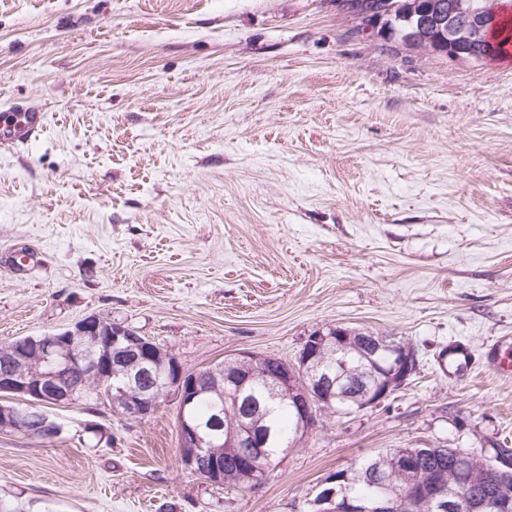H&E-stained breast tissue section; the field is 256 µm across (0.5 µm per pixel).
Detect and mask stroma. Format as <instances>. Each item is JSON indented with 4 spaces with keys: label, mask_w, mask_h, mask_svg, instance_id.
Returning a JSON list of instances; mask_svg holds the SVG:
<instances>
[{
    "label": "stroma",
    "mask_w": 512,
    "mask_h": 512,
    "mask_svg": "<svg viewBox=\"0 0 512 512\" xmlns=\"http://www.w3.org/2000/svg\"><path fill=\"white\" fill-rule=\"evenodd\" d=\"M357 25L341 0H0V110L46 115L0 149V344L95 315L188 372L292 362L330 326L417 357L246 489L182 468L174 397L141 422L51 407L55 442L0 430V499L310 512L331 473L389 448L512 446V58ZM395 360L392 368L386 373L381 383V390L377 395L365 402L363 409L376 407L390 394L398 390L408 378L416 371V358L412 348H399L393 352Z\"/></svg>",
    "instance_id": "35a3bbf8"
}]
</instances>
